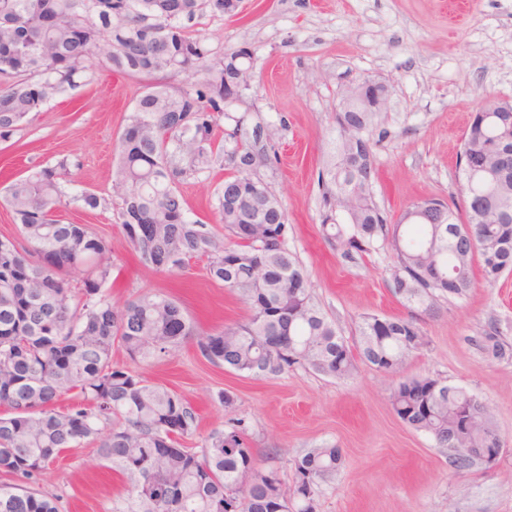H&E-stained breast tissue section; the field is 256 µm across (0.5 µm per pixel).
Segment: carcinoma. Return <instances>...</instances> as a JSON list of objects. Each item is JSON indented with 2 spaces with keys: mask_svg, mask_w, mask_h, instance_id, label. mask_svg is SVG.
Returning a JSON list of instances; mask_svg holds the SVG:
<instances>
[{
  "mask_svg": "<svg viewBox=\"0 0 512 512\" xmlns=\"http://www.w3.org/2000/svg\"><path fill=\"white\" fill-rule=\"evenodd\" d=\"M230 14L228 0H0V141L29 113L75 89L96 62L148 82L115 147L112 189L118 219L140 261L159 272L185 271L199 256L208 274L249 305L241 323L201 334L173 298L144 293L118 307L105 292L112 277L108 246L84 224H65L61 209L107 206L92 192L72 195L66 162L32 169L0 189L23 243L0 240V512H59L57 499L27 487L62 453L97 443L99 456L130 484L112 512H317L321 484L339 468L341 449L324 443L293 458L294 482L284 489L231 417L196 450L197 415L178 392L112 364L119 345L149 362L187 339L213 362L255 378L300 366L342 378L356 360L398 373L424 345L415 317L368 315L357 326L354 354L336 322L316 306L304 266L292 250L288 218L271 187L256 177L274 148V129L248 127L247 115L224 111L242 82L243 62L218 55L190 31L204 13ZM190 82L176 88L170 79ZM378 112H338L335 160L324 187L321 231L347 259L386 244L396 255L389 287L423 312L437 298H462L479 268L485 283L512 272V112L487 120L474 112L462 135L459 170L468 190L460 201L426 198L388 222L368 177L367 138ZM231 128L219 143L221 119ZM225 171L215 212L218 235L188 216L179 186ZM350 229L337 216L342 199ZM81 272L78 290L67 276ZM476 344L491 361L512 362V344L497 327ZM440 379L411 377L390 394L394 413L453 453L457 467L473 463L459 448H498L502 440L488 408ZM74 393L64 410L57 401Z\"/></svg>",
  "mask_w": 512,
  "mask_h": 512,
  "instance_id": "obj_1",
  "label": "carcinoma"
}]
</instances>
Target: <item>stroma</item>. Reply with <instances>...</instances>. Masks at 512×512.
I'll return each instance as SVG.
<instances>
[{
    "label": "stroma",
    "mask_w": 512,
    "mask_h": 512,
    "mask_svg": "<svg viewBox=\"0 0 512 512\" xmlns=\"http://www.w3.org/2000/svg\"><path fill=\"white\" fill-rule=\"evenodd\" d=\"M193 31L218 54L252 50L253 86L230 111L279 132L277 162L258 173L286 209L290 244L314 302L348 341H356L363 315L377 314L417 317L426 344L397 376L362 363L341 379L304 369L253 379L210 362L191 339L148 365L116 347L113 363L187 399L198 416L187 447L224 424L227 414L244 419L249 441L285 484L293 482V456L335 444L342 463L322 486L319 512H512V364L488 361L474 343L491 323L512 343V272L491 286L476 281L464 298L441 302L438 314L409 308L388 285L390 249L349 261L324 239L318 183L335 151L339 94L370 78L388 88L369 133L377 204L393 221L420 199L457 196L462 134L479 96L512 102V0H241L236 15L206 14ZM144 83L93 67L79 87L0 141V187L28 168L67 161L69 191L108 202L94 211L70 206L61 218L106 241L113 274L105 289L112 300L160 292L176 299L200 331L216 333L246 320L238 294L208 276L203 257L178 276L142 265L117 218L115 146ZM223 178L219 172L181 185L191 218L216 224L214 195ZM419 375L440 377L485 403L505 453L460 469L430 435L402 422L391 391L399 377ZM222 392L233 396L232 412L220 404ZM127 487L93 445L64 453L34 485L57 498L59 512H110Z\"/></svg>",
    "instance_id": "1"
}]
</instances>
